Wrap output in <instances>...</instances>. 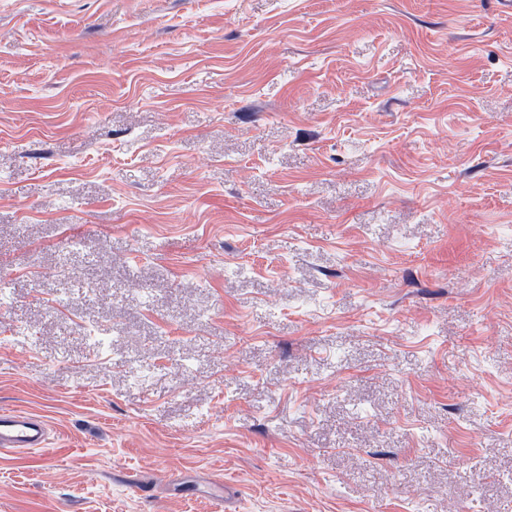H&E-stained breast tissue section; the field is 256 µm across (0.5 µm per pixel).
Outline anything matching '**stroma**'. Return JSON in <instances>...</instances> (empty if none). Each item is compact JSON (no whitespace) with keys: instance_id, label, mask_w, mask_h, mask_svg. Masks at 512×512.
Returning a JSON list of instances; mask_svg holds the SVG:
<instances>
[{"instance_id":"stroma-1","label":"stroma","mask_w":512,"mask_h":512,"mask_svg":"<svg viewBox=\"0 0 512 512\" xmlns=\"http://www.w3.org/2000/svg\"><path fill=\"white\" fill-rule=\"evenodd\" d=\"M0 280V512H512V18L0 0ZM48 424L38 414L24 411L0 412V454L43 449Z\"/></svg>"}]
</instances>
